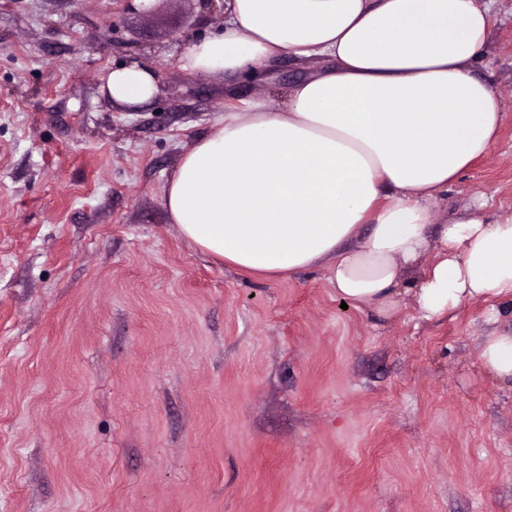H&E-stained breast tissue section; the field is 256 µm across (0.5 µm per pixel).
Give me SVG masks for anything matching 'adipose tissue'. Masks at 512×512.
<instances>
[{"instance_id": "1", "label": "adipose tissue", "mask_w": 512, "mask_h": 512, "mask_svg": "<svg viewBox=\"0 0 512 512\" xmlns=\"http://www.w3.org/2000/svg\"><path fill=\"white\" fill-rule=\"evenodd\" d=\"M491 32L484 0H224V26L177 59L240 80L282 56L307 76L268 111L229 99L181 154L165 206L214 260L263 279L325 266L338 297L393 313L412 284L419 319L512 299V216L438 226L430 204L493 147L503 114L474 63ZM115 102L158 92L150 66L112 69ZM481 363L512 379V333L486 336Z\"/></svg>"}]
</instances>
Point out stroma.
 I'll return each mask as SVG.
<instances>
[{
	"label": "stroma",
	"mask_w": 512,
	"mask_h": 512,
	"mask_svg": "<svg viewBox=\"0 0 512 512\" xmlns=\"http://www.w3.org/2000/svg\"><path fill=\"white\" fill-rule=\"evenodd\" d=\"M475 66L504 114L432 204L512 213V0ZM224 0H0V512H512V382L480 364L512 302L417 319L342 308L325 268L214 261L165 210L228 93L278 107L310 73L180 70ZM138 61L160 88L112 101ZM105 88L115 102L140 105L150 101L159 91L158 77L150 66L134 62L112 69Z\"/></svg>",
	"instance_id": "obj_1"
}]
</instances>
